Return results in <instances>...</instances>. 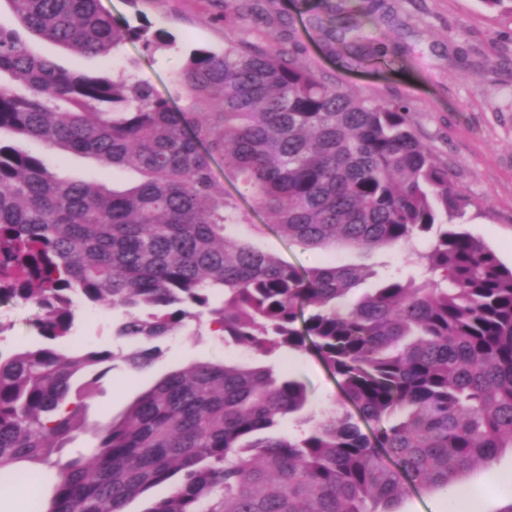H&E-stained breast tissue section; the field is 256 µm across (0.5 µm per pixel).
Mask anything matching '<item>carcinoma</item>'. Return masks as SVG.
<instances>
[{
	"instance_id": "obj_1",
	"label": "carcinoma",
	"mask_w": 512,
	"mask_h": 512,
	"mask_svg": "<svg viewBox=\"0 0 512 512\" xmlns=\"http://www.w3.org/2000/svg\"><path fill=\"white\" fill-rule=\"evenodd\" d=\"M7 2L24 31L78 54L167 36L99 0ZM364 15L357 5L314 21L334 40ZM21 31L0 27V133L134 176L122 190L73 180L0 140V300L41 311V342L0 349V481L43 465L34 512H125L137 498L142 512H394L512 448V266L456 227L471 202L416 135L409 103L355 97L289 53L229 37L221 52L190 53L184 109L135 74L69 72ZM247 198L292 245L397 247L415 272L352 303L361 269L297 267L239 237ZM87 309L123 311L116 335L132 342L205 319L260 356L314 355L340 401L301 436H274L305 409L301 382L198 361L122 420L91 424L84 398L115 354L63 347ZM160 353L123 360L145 367ZM81 371L93 379L75 388ZM81 431L93 451L52 460ZM164 483L169 496L152 498Z\"/></svg>"
}]
</instances>
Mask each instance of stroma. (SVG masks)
<instances>
[{"mask_svg": "<svg viewBox=\"0 0 512 512\" xmlns=\"http://www.w3.org/2000/svg\"><path fill=\"white\" fill-rule=\"evenodd\" d=\"M339 8L363 4L368 17L361 33L382 44L381 65L356 62L352 49L331 44L311 22L303 0H244L236 25L225 21V0H100L102 8L131 25L151 22L168 34L167 46L147 50L129 42L109 58L80 56L54 43L29 37L31 49L75 72L111 66L147 78L178 106L188 100L177 74L191 51H221L226 38L266 49L292 52L296 61L322 79L363 98L405 99L412 104L417 136L446 162L450 177L471 204L459 228L512 266V19L489 11L481 0H329ZM250 228L243 235L257 249L305 268L328 263L383 271L402 266L398 249L366 252L352 247L303 250L269 230L270 218L243 202ZM38 311L30 304L0 302V321L9 329L0 348L32 346L38 337ZM121 311L79 317L69 344L78 350L97 346L118 353L113 369L98 380L85 401L89 421L105 425L121 420L128 407L172 371L198 361L253 362L246 349L224 345L207 323L188 322L160 343L162 353L150 366L130 368L123 361L131 342L116 336ZM307 388L303 416L316 417L337 397L335 380L313 355L290 353L270 359ZM500 473L488 481L476 468L454 485L414 491L395 505L396 512H501L512 503V448L494 461Z\"/></svg>", "mask_w": 512, "mask_h": 512, "instance_id": "stroma-1", "label": "stroma"}]
</instances>
